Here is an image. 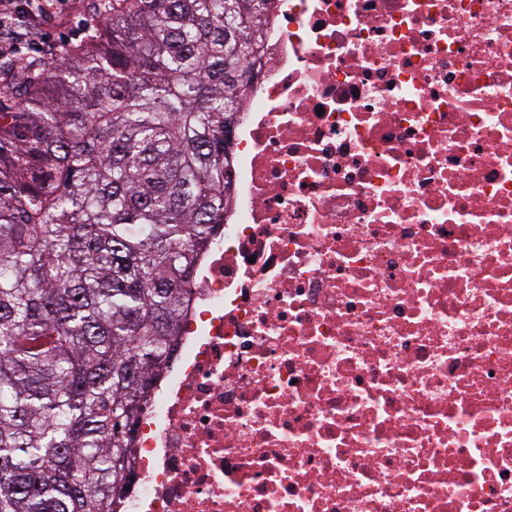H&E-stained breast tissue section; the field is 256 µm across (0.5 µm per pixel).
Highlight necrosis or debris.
<instances>
[{"instance_id":"1","label":"necrosis or debris","mask_w":512,"mask_h":512,"mask_svg":"<svg viewBox=\"0 0 512 512\" xmlns=\"http://www.w3.org/2000/svg\"><path fill=\"white\" fill-rule=\"evenodd\" d=\"M119 512H512V0H272Z\"/></svg>"}]
</instances>
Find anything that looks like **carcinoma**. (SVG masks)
Instances as JSON below:
<instances>
[{
	"instance_id": "obj_1",
	"label": "carcinoma",
	"mask_w": 512,
	"mask_h": 512,
	"mask_svg": "<svg viewBox=\"0 0 512 512\" xmlns=\"http://www.w3.org/2000/svg\"><path fill=\"white\" fill-rule=\"evenodd\" d=\"M267 2L87 0L86 38L0 79V512H118Z\"/></svg>"
}]
</instances>
